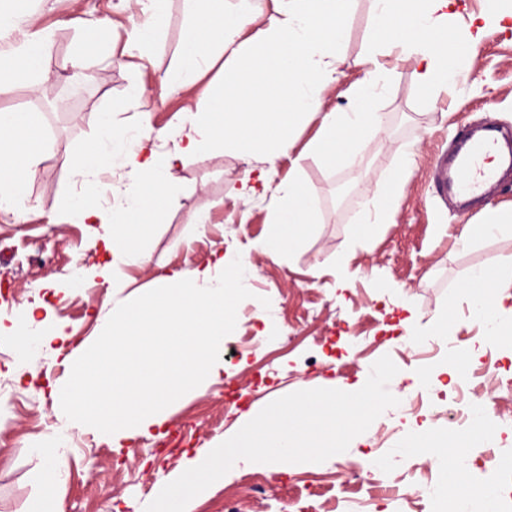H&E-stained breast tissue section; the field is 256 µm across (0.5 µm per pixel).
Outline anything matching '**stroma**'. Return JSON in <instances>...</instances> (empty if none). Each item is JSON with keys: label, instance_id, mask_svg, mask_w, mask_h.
<instances>
[{"label": "stroma", "instance_id": "obj_1", "mask_svg": "<svg viewBox=\"0 0 512 512\" xmlns=\"http://www.w3.org/2000/svg\"><path fill=\"white\" fill-rule=\"evenodd\" d=\"M29 17L0 31V52L27 34L45 37L39 90L17 84L0 96V110L37 112L44 149L27 176L18 215L0 213V512H25L35 498L42 466L32 453L65 419L59 400L44 385L66 383L69 356L93 343L115 305L159 287L172 272L203 268L232 250L247 256L251 296L237 309L235 330L224 340V373L171 404L151 435L113 444L111 435L71 425L60 451L56 497L61 512H144L181 473L184 455L210 452L270 402L313 388L363 386L370 368L390 356L399 369L389 391L399 398L355 437L348 450L322 463H272L225 474L192 503V512H452L445 473L408 445L412 429L431 437L454 436L459 410L454 385L441 360H427L424 347L405 348L401 336H453L477 362L498 359L499 378H512V350L489 338L457 285L480 268L512 255V235L457 244L464 225L483 223L492 210L512 211V177L489 185L468 208L442 194L438 157H453L458 140L494 119L512 130V20L488 25L453 93L424 90L410 63L385 57L393 76L372 109L385 114L383 133L365 140L352 163L325 165L312 144L320 117L301 123L273 182L298 174L319 222L289 254L265 252L275 206L274 190L243 200L239 190L254 159L234 152L179 158L171 170L178 193L169 198L148 243V260L130 262L124 284L101 275L106 258L94 227L66 222V204L80 188L66 165L98 131L100 112L112 110L116 125L165 130L149 145L175 153L186 112L207 105V85L222 80L214 67L186 94L166 84L182 53L195 0H167L160 41L152 61L131 55L126 45L135 24L148 15L141 0H27ZM107 27L104 49L87 45L85 31ZM377 27L372 0H354L342 43L338 79L323 93L322 109L347 112L353 91L367 75L357 66ZM89 83L87 95L57 107L60 87L75 77ZM411 152L402 177L394 223L356 233L358 204L341 200L349 184L369 189L394 175L398 154ZM200 223H192V216ZM346 266H338L340 253ZM269 305H262V298ZM69 336L20 357L12 327L26 311ZM468 486L494 485L496 512H512V473L486 464L483 451L459 453ZM421 497L406 500L411 489Z\"/></svg>", "mask_w": 512, "mask_h": 512}]
</instances>
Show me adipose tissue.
Here are the masks:
<instances>
[{
  "mask_svg": "<svg viewBox=\"0 0 512 512\" xmlns=\"http://www.w3.org/2000/svg\"><path fill=\"white\" fill-rule=\"evenodd\" d=\"M188 31L181 60L172 83L188 92L216 62L224 64V79L211 83V107L186 113L185 142L179 153L234 150L255 161L276 166L287 154L304 116H321L319 136L313 149L324 164L355 160L362 136L380 132L383 113L367 106L391 71L381 59L397 53L412 61L413 79L424 89L452 88L468 59L465 44L448 33V7L452 0H373L378 20L376 35L357 59L368 80L355 92L352 111L326 112L323 91L337 79L344 25L353 0H273L272 14L253 11L250 0H201ZM44 39L35 34L8 53H0V95L21 81L40 74ZM41 119L35 112L0 113V212L14 213L26 189V174L36 164L42 149ZM101 132L71 159L73 174L84 185L81 202L70 205L68 218L75 224H96L111 263L103 276L121 282L124 258L145 260L153 226L163 218V206L171 192L169 171L175 157L144 153L141 134L117 128L111 114H102ZM106 165L128 169L131 183L123 204L104 211L97 203L99 179L93 178L86 157ZM399 180L376 186L362 202L359 230L370 234L377 225L394 221ZM318 222L309 206L299 177L283 180L275 190L273 232L267 244L270 256L279 257L298 247ZM463 293L472 310L498 309L512 293V258L499 266L471 274ZM414 448H435L422 433L413 434ZM435 461L448 477V492L457 512H491L495 498L492 486L465 489L463 473L448 463V452L435 448Z\"/></svg>",
  "mask_w": 512,
  "mask_h": 512,
  "instance_id": "adipose-tissue-1",
  "label": "adipose tissue"
}]
</instances>
